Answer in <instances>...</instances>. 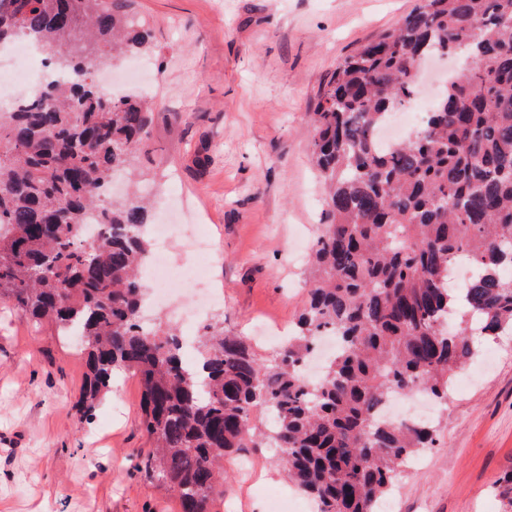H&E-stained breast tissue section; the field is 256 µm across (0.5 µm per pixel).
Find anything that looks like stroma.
Masks as SVG:
<instances>
[{
	"instance_id": "1",
	"label": "stroma",
	"mask_w": 512,
	"mask_h": 512,
	"mask_svg": "<svg viewBox=\"0 0 512 512\" xmlns=\"http://www.w3.org/2000/svg\"><path fill=\"white\" fill-rule=\"evenodd\" d=\"M416 0H135L151 29L135 60L157 103L136 156L155 209L191 204L214 246L205 313L271 361L302 312L322 222L311 114L337 64L396 28ZM86 368L51 323L0 302V512H177L170 490L136 465L152 443L141 388L122 372L82 416ZM437 439L396 483L394 512H504L494 481L512 468V346L482 343ZM266 443L249 469L225 467L226 512H266L265 492L307 504Z\"/></svg>"
}]
</instances>
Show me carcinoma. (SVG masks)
<instances>
[{
  "mask_svg": "<svg viewBox=\"0 0 512 512\" xmlns=\"http://www.w3.org/2000/svg\"><path fill=\"white\" fill-rule=\"evenodd\" d=\"M132 0H0V43L31 38L67 80L0 112V299L82 336L83 413L128 370L142 388L154 448L138 470L178 512H216L224 458L263 437L317 512H378L433 422L380 418L423 388L442 404L478 354L475 336L512 334V0H419L397 29L336 66L312 116L327 189L309 299L271 363L224 323L188 364L182 337L141 321L150 258L148 200L112 180L150 133L152 103L106 96L95 71L145 43ZM458 56L425 124L384 151L375 138L416 92L422 60ZM98 235L87 238L91 221ZM461 257L474 276L449 287ZM336 353L310 386L307 356L325 333ZM274 424H251L258 408Z\"/></svg>",
  "mask_w": 512,
  "mask_h": 512,
  "instance_id": "carcinoma-1",
  "label": "carcinoma"
}]
</instances>
